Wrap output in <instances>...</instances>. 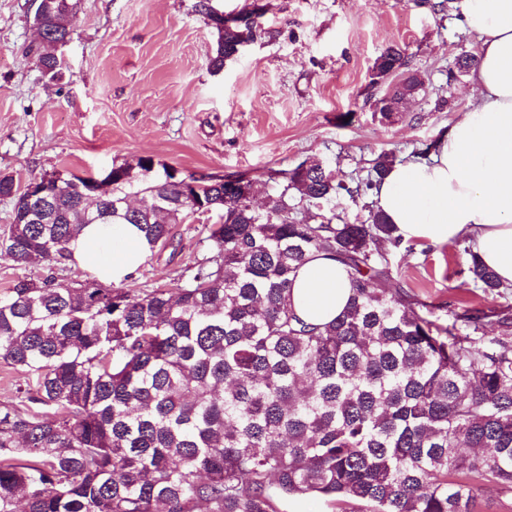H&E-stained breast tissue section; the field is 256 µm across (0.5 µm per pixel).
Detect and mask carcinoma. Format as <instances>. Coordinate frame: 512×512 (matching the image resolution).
I'll list each match as a JSON object with an SVG mask.
<instances>
[{
	"instance_id": "carcinoma-1",
	"label": "carcinoma",
	"mask_w": 512,
	"mask_h": 512,
	"mask_svg": "<svg viewBox=\"0 0 512 512\" xmlns=\"http://www.w3.org/2000/svg\"><path fill=\"white\" fill-rule=\"evenodd\" d=\"M78 0H41L36 63L62 75ZM244 9L217 31L214 68L261 31ZM380 69L406 66L388 48ZM422 89L392 87L396 103ZM394 164L384 153L347 184L316 161L274 171L262 208L226 178L112 165V180L60 171L14 199L0 252L49 274L0 290V361L26 372L19 403H0V512H478L481 484L512 488V338L462 335L488 314L438 325L393 292L388 250L402 243L371 205L359 224L309 211L341 193L369 194ZM216 212L209 254L186 284L134 290L67 280L87 224H133L153 250L173 225ZM346 266V308L323 325L298 316L294 278L310 255ZM485 293L503 284L471 249Z\"/></svg>"
}]
</instances>
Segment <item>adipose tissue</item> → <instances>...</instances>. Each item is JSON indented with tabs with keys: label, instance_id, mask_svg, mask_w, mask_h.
<instances>
[{
	"label": "adipose tissue",
	"instance_id": "1",
	"mask_svg": "<svg viewBox=\"0 0 512 512\" xmlns=\"http://www.w3.org/2000/svg\"><path fill=\"white\" fill-rule=\"evenodd\" d=\"M458 6L479 44L474 99L428 158L393 165L374 199L403 239L469 238L484 264L512 284V0ZM148 250L131 224H90L74 242L76 258L94 256V275L112 280L133 272ZM348 297L347 269L334 259L313 254L296 274L293 305L309 322L333 320Z\"/></svg>",
	"mask_w": 512,
	"mask_h": 512
}]
</instances>
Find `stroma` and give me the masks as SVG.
Masks as SVG:
<instances>
[{"label": "stroma", "instance_id": "stroma-1", "mask_svg": "<svg viewBox=\"0 0 512 512\" xmlns=\"http://www.w3.org/2000/svg\"><path fill=\"white\" fill-rule=\"evenodd\" d=\"M433 2L260 0L266 36L217 71V33L195 0H79L68 64L54 79L31 53L39 37L28 0H0V176L19 189L54 170L101 179L150 157L198 177L250 173L260 201L275 191L270 171L306 160L367 177L381 153L406 161L469 106V76L455 62L477 40L454 7L436 12ZM391 46L425 92L385 121L373 102L386 88L373 85L372 67ZM217 220L188 215L129 287L183 286ZM468 244L404 242L388 254L392 286L446 325L463 305L512 308V288L474 287Z\"/></svg>", "mask_w": 512, "mask_h": 512}]
</instances>
